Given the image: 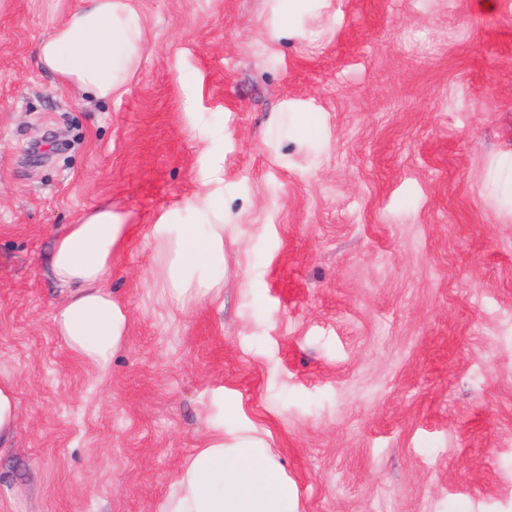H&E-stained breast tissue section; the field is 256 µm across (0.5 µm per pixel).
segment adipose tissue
<instances>
[{
	"label": "adipose tissue",
	"instance_id": "obj_1",
	"mask_svg": "<svg viewBox=\"0 0 512 512\" xmlns=\"http://www.w3.org/2000/svg\"><path fill=\"white\" fill-rule=\"evenodd\" d=\"M143 51L142 19L126 0H83L41 40L38 58L60 87L109 101L123 93ZM186 207L198 223H180L176 207L150 228L154 285L182 311L198 298L219 299L224 286V199L207 193ZM130 230L105 202L83 211L54 241L50 271L69 290L53 314L55 333L102 378L126 341L127 313L106 283ZM160 512H296V494L261 439L216 423Z\"/></svg>",
	"mask_w": 512,
	"mask_h": 512
}]
</instances>
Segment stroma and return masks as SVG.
I'll return each mask as SVG.
<instances>
[{
	"label": "stroma",
	"mask_w": 512,
	"mask_h": 512,
	"mask_svg": "<svg viewBox=\"0 0 512 512\" xmlns=\"http://www.w3.org/2000/svg\"><path fill=\"white\" fill-rule=\"evenodd\" d=\"M134 0L124 93L0 0V512H159L210 423L266 440L297 512H512V0ZM206 125L209 143L195 129ZM224 194V302L152 287L163 211ZM127 341L55 335L53 238L104 202ZM17 417L16 386L9 379H0V443L13 436Z\"/></svg>",
	"instance_id": "35a3bbf8"
}]
</instances>
